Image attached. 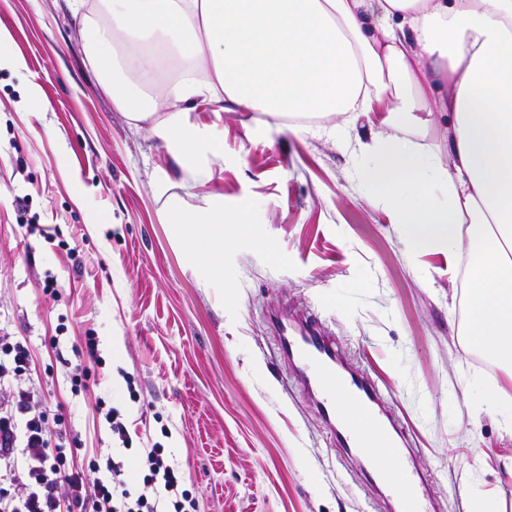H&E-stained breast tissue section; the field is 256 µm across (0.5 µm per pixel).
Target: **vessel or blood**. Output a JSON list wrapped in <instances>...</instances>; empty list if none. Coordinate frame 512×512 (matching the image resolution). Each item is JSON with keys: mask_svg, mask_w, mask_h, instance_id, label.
Returning a JSON list of instances; mask_svg holds the SVG:
<instances>
[{"mask_svg": "<svg viewBox=\"0 0 512 512\" xmlns=\"http://www.w3.org/2000/svg\"><path fill=\"white\" fill-rule=\"evenodd\" d=\"M275 328L281 337L282 350L295 368L312 377L324 392L320 409L326 419H335L336 399L344 397L362 409L360 420L345 424L336 433L337 444L343 448L359 449L358 428L368 423L374 430L383 431L384 423L375 408L378 392L371 384L346 374L337 367L334 351L328 337L323 336L317 327H310L297 336L289 335L284 323H276ZM401 448L389 445L386 455L394 469L390 475L381 477L385 491L399 499L403 512H425L423 508L422 483L414 473L401 465Z\"/></svg>", "mask_w": 512, "mask_h": 512, "instance_id": "b4317fda", "label": "vessel or blood"}]
</instances>
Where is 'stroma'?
Returning a JSON list of instances; mask_svg holds the SVG:
<instances>
[{
  "label": "stroma",
  "mask_w": 512,
  "mask_h": 512,
  "mask_svg": "<svg viewBox=\"0 0 512 512\" xmlns=\"http://www.w3.org/2000/svg\"><path fill=\"white\" fill-rule=\"evenodd\" d=\"M0 27L27 64L0 69V325L31 350L22 388L62 409L84 451L133 459L161 444L197 512H399L284 360L270 322L284 305L379 390L431 512H512V434L486 404L491 391L512 404V380L459 336L447 252L407 250L367 202L358 145L377 131L371 118L334 116L338 143L273 123L248 132L240 113L198 106L191 122L224 150L213 179L188 189L149 124H129L103 92L67 0H0ZM212 193L228 212L255 204L252 233L224 231L220 282L197 276L159 219L170 200L192 210ZM89 331L104 365L75 394L73 346ZM100 399L128 444L112 439Z\"/></svg>",
  "instance_id": "obj_1"
}]
</instances>
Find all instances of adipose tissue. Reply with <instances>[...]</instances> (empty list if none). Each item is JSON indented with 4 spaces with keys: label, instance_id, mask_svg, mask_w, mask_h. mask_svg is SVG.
Here are the masks:
<instances>
[{
    "label": "adipose tissue",
    "instance_id": "adipose-tissue-1",
    "mask_svg": "<svg viewBox=\"0 0 512 512\" xmlns=\"http://www.w3.org/2000/svg\"><path fill=\"white\" fill-rule=\"evenodd\" d=\"M89 64L113 107L150 122L185 186L210 181L221 140L197 104L286 120L375 115L358 175L408 250L467 255L460 334L512 372V0H71ZM447 114L442 147L422 141ZM224 210L171 201L162 213L202 280L224 270Z\"/></svg>",
    "mask_w": 512,
    "mask_h": 512
}]
</instances>
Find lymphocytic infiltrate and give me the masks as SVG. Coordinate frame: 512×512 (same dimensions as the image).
Segmentation results:
<instances>
[{
    "label": "lymphocytic infiltrate",
    "instance_id": "obj_1",
    "mask_svg": "<svg viewBox=\"0 0 512 512\" xmlns=\"http://www.w3.org/2000/svg\"><path fill=\"white\" fill-rule=\"evenodd\" d=\"M33 366L27 344L0 328V512H191L180 471L152 447L136 462L87 457L61 409L21 388ZM151 494H135V478Z\"/></svg>",
    "mask_w": 512,
    "mask_h": 512
}]
</instances>
